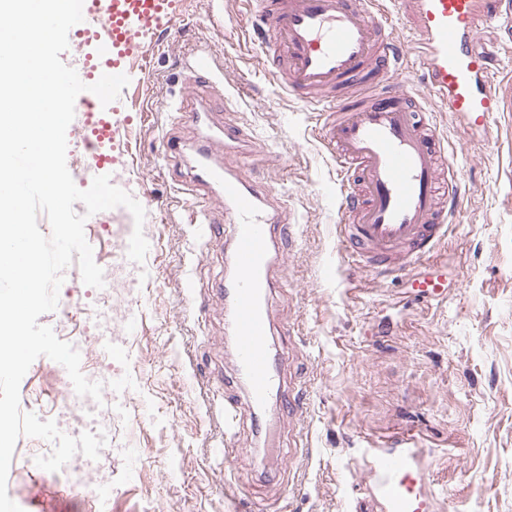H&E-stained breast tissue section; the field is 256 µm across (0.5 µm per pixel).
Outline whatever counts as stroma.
<instances>
[{
  "instance_id": "stroma-1",
  "label": "stroma",
  "mask_w": 512,
  "mask_h": 512,
  "mask_svg": "<svg viewBox=\"0 0 512 512\" xmlns=\"http://www.w3.org/2000/svg\"><path fill=\"white\" fill-rule=\"evenodd\" d=\"M393 22L417 93L431 100L407 0H398ZM474 37L496 60L504 107L485 126L434 113L462 196L452 232L415 266L442 273L448 294L423 300L406 278L358 269L340 251L341 212L330 191L336 169L316 135L319 111L263 68L255 19L234 0H185L171 31L145 48L110 169L133 192L149 194L142 291L134 299L112 294L113 311H129L139 324L125 355L112 360L115 381L133 386L112 422V496L102 506L54 473L28 479L26 457L53 447L23 436L7 480L23 512H386L366 451L396 432L417 439L429 512H512V47L489 18ZM196 49L216 63L211 82L190 81L186 62ZM191 89L251 137L240 174L281 200L291 227L272 278L284 393L265 411L272 448L253 416H224L225 403L242 397L224 325L231 229L213 207L215 232L197 241L186 166L166 144L199 141L177 112ZM97 299L71 266L59 301L78 303L82 326L62 312L42 319L71 341L95 323ZM54 369L32 363L20 384L22 412L56 419L66 392L51 384Z\"/></svg>"
}]
</instances>
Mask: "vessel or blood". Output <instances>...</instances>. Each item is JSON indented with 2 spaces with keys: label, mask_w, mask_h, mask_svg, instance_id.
Masks as SVG:
<instances>
[{
  "label": "vessel or blood",
  "mask_w": 512,
  "mask_h": 512,
  "mask_svg": "<svg viewBox=\"0 0 512 512\" xmlns=\"http://www.w3.org/2000/svg\"><path fill=\"white\" fill-rule=\"evenodd\" d=\"M423 37L417 55L436 107L469 116L499 111L501 99L490 58L479 51V18H497L512 38V0H415ZM184 0H84L83 20L68 33L83 56L85 84L102 75L134 76L146 45L158 42L182 12ZM390 0H272L260 21L266 31L265 65L289 94L328 104L333 119L320 136L336 159V181L348 223L339 225L343 251L356 265L386 274L408 270L448 230L461 197V181L427 109H414L413 85L396 45ZM396 83L377 90L368 75ZM76 103L86 122L91 165H107L108 148L122 124L123 99L102 105L92 93ZM184 110L206 136L187 174L191 189L222 204L233 224L224 280L227 322L234 337L245 405L257 412L281 384L271 350L268 293L279 258V206L261 186L233 167L249 140L236 124H214L200 97ZM415 441L398 432L372 452L369 470L387 512H428L422 474L414 467Z\"/></svg>",
  "instance_id": "1"
}]
</instances>
